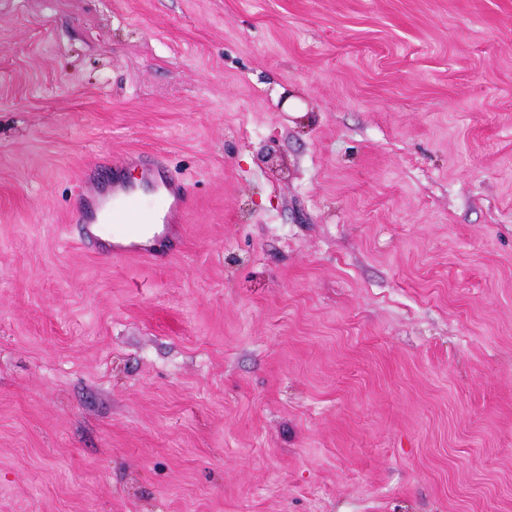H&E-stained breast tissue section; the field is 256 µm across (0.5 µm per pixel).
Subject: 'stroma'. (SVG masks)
<instances>
[{
    "mask_svg": "<svg viewBox=\"0 0 512 512\" xmlns=\"http://www.w3.org/2000/svg\"><path fill=\"white\" fill-rule=\"evenodd\" d=\"M0 512H512V0H0ZM126 168L140 169L137 182L127 181ZM112 169L113 175L121 177L120 181L112 185V207H106L103 214V205L97 206L98 197L88 206L87 215L79 212L80 222L86 225V234L90 238H99L93 233L92 227L94 222L100 221L102 214L105 223L126 226L127 235L140 237L147 228H153L159 221L177 223L186 213L189 200L184 194L183 185L171 175L163 159L147 162L139 155H128L123 161L113 160ZM145 181L151 182L155 190L161 191L157 208L149 209L141 204L139 190ZM167 243L168 239L165 236L154 238L149 245L122 246L111 243L113 245L112 255L117 257L134 253L143 257L155 258L163 255L168 250Z\"/></svg>",
    "mask_w": 512,
    "mask_h": 512,
    "instance_id": "obj_1",
    "label": "stroma"
}]
</instances>
